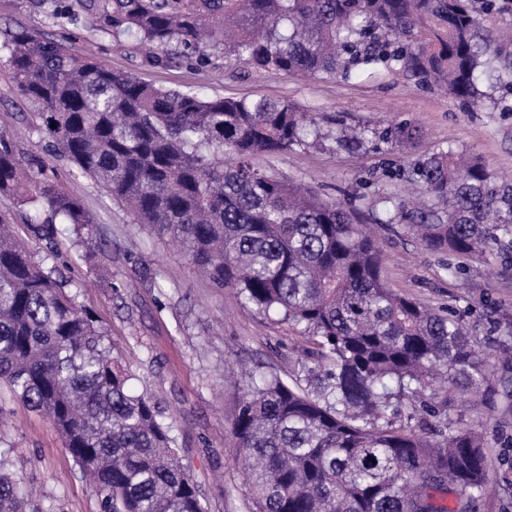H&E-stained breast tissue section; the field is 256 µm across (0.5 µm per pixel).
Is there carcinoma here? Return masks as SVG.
<instances>
[{"instance_id":"obj_1","label":"carcinoma","mask_w":512,"mask_h":512,"mask_svg":"<svg viewBox=\"0 0 512 512\" xmlns=\"http://www.w3.org/2000/svg\"><path fill=\"white\" fill-rule=\"evenodd\" d=\"M56 20L96 16L156 66L232 57L257 71L401 73L446 85L469 112H512V32L502 0H34ZM14 92L59 154L138 224L177 241L217 288L291 327L314 367L252 371L229 417L249 512H450L490 489L487 446L460 420L427 427L423 395L479 393L484 350L456 315L390 288L349 198L328 201L254 164L321 148L392 150L408 121L370 131L287 101L208 96L146 83L28 30L0 44ZM56 127H51V124ZM430 203L372 201L436 254L512 249V182L452 148L399 169ZM0 194L35 205L39 256L0 214V391L47 418L96 489L99 512H206L154 399L131 390L97 317L57 269L56 223L89 238L75 193L40 178L0 135ZM0 462V512H27Z\"/></svg>"}]
</instances>
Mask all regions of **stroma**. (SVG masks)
Wrapping results in <instances>:
<instances>
[{
    "instance_id": "1",
    "label": "stroma",
    "mask_w": 512,
    "mask_h": 512,
    "mask_svg": "<svg viewBox=\"0 0 512 512\" xmlns=\"http://www.w3.org/2000/svg\"><path fill=\"white\" fill-rule=\"evenodd\" d=\"M95 16L72 25L47 17L32 0H0V41L17 28L65 40L76 52H91L115 69L163 88L197 89L207 95L266 96L312 112L346 113L353 122L378 126L408 120L411 142L383 152H348L335 144L260 157V166L328 200L342 194L372 199L404 198L407 182L397 168L451 146L478 156L499 177L512 179V112H466L448 94L423 89L403 75L368 74L343 82L332 78L256 73L229 58L203 69L152 66L126 42L99 32ZM26 104L0 54V134L49 179L78 193L94 224L97 251L85 258L69 225L58 227V266L80 287V302L103 322L113 352L148 390L173 426L182 462L204 494L207 512H246L243 473L226 413L243 394L240 371L255 366L288 376L298 368L302 340L243 305L232 290L215 287L169 238L134 223L25 118ZM370 226L384 259L390 288L428 305L460 314L473 340L485 347L491 373L486 393L451 390L431 401L449 417L478 429L489 449L488 476L494 495L469 503L466 512H512V252L467 260L448 275L445 256L414 238L405 225ZM0 457L34 497L29 512H98L94 491L67 457L62 440L41 415L9 402L0 407Z\"/></svg>"
}]
</instances>
